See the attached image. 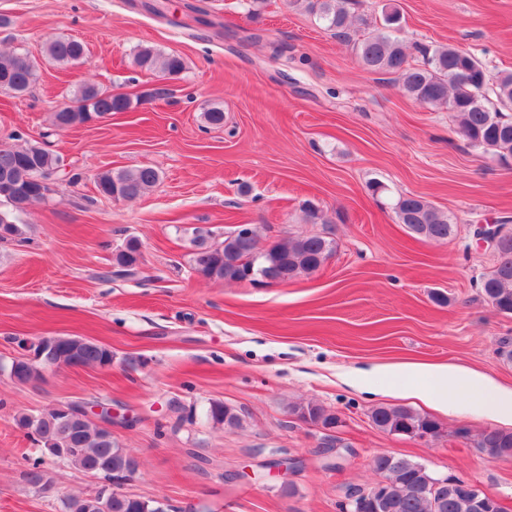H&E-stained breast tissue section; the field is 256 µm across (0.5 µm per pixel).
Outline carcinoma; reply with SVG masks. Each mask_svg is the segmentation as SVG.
<instances>
[{
  "mask_svg": "<svg viewBox=\"0 0 512 512\" xmlns=\"http://www.w3.org/2000/svg\"><path fill=\"white\" fill-rule=\"evenodd\" d=\"M325 29L336 37L351 39L352 0H305ZM401 23L399 11L392 7L383 13L382 23L354 40L353 49L361 66L371 72L396 74L401 90L407 96L435 109H446L458 120L461 136L468 145L496 156L502 162L512 159V73L492 80L484 63L474 54L452 45L414 46V50L392 35ZM48 56L58 64L72 65L83 61V44L72 38H52L46 44ZM135 65L147 72L177 75L185 69L176 55H165L151 46L138 49ZM39 79L36 65L21 55L0 52V92L15 96L26 94ZM130 102L122 95H112L94 84L80 85L69 98V106L57 109L53 122L58 127L86 123L94 114L106 117L128 109ZM64 159L39 142L16 147L0 143V243L23 239L22 225L16 214L45 201L37 192L36 180L60 170ZM159 172L151 167L135 170H108L96 177L99 193L113 199L132 200L157 185ZM399 223L415 236L444 242L456 237L458 218L415 194H401L392 204ZM250 236H228L217 243L209 229L196 228L190 240L192 271L200 278L224 283H238L250 274L292 281L315 273L322 260L334 252L335 241L328 231L311 235L287 236L272 245L271 259L251 265L250 257L261 243L258 231L249 227ZM142 244L132 237L126 251L113 258L115 274L134 276L130 267L143 255ZM493 270L480 283L486 299L500 309L512 312V232L500 242ZM112 361V350L80 337H61L43 350L35 362L13 363L9 371L20 379L32 380L40 375L39 367L60 365L101 367ZM289 413L324 423L333 422L337 414L314 402L292 405ZM208 416L216 424L237 428L241 419L236 411L221 402L210 405ZM374 425L389 434L411 438L434 431L439 423L428 414L401 406H380L371 413ZM15 426L40 447L41 455L33 459L29 479L41 480L40 467L50 458L66 462L85 472L110 481L138 468L137 459L112 440V433L93 422L70 423L57 410L37 415L20 412L14 416ZM465 440L490 459L500 460L512 453V430L486 428ZM374 473L382 474L392 492L383 512H473L467 493L456 488L442 504L421 494L419 488L428 477L421 463L407 457L378 453L370 462ZM64 512H165L154 500H133L121 493L101 489L86 496L68 497Z\"/></svg>",
  "mask_w": 512,
  "mask_h": 512,
  "instance_id": "1",
  "label": "carcinoma"
}]
</instances>
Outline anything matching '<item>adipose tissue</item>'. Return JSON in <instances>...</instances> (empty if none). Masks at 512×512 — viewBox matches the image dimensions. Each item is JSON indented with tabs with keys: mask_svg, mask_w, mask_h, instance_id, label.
Instances as JSON below:
<instances>
[{
	"mask_svg": "<svg viewBox=\"0 0 512 512\" xmlns=\"http://www.w3.org/2000/svg\"><path fill=\"white\" fill-rule=\"evenodd\" d=\"M410 378L406 396L433 401L454 412L477 411L494 418L512 420V388L497 385L487 376L460 365L407 364Z\"/></svg>",
	"mask_w": 512,
	"mask_h": 512,
	"instance_id": "1",
	"label": "adipose tissue"
}]
</instances>
